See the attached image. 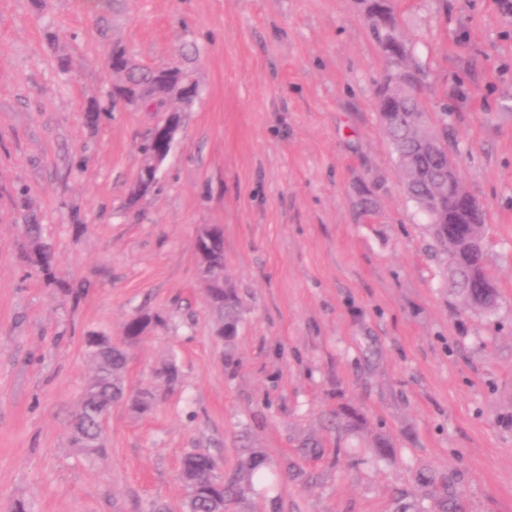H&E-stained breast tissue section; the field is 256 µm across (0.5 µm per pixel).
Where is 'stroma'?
Here are the masks:
<instances>
[{"label":"stroma","mask_w":512,"mask_h":512,"mask_svg":"<svg viewBox=\"0 0 512 512\" xmlns=\"http://www.w3.org/2000/svg\"><path fill=\"white\" fill-rule=\"evenodd\" d=\"M425 77L430 128L447 124L481 204L498 305L448 292L377 110L386 74L359 0H123L99 26L84 0H0V512H185L179 473L200 452L231 472L261 454L230 512H512V14L495 0H394ZM137 64L180 60L184 107L157 184L129 206L141 146L165 113L105 103L111 43ZM55 252L56 282L25 258L22 209ZM221 225L242 303L217 334L195 255ZM129 347L107 451L71 443L90 375L83 340ZM175 364L174 387L153 372ZM392 444L376 455L374 441Z\"/></svg>","instance_id":"35a3bbf8"}]
</instances>
